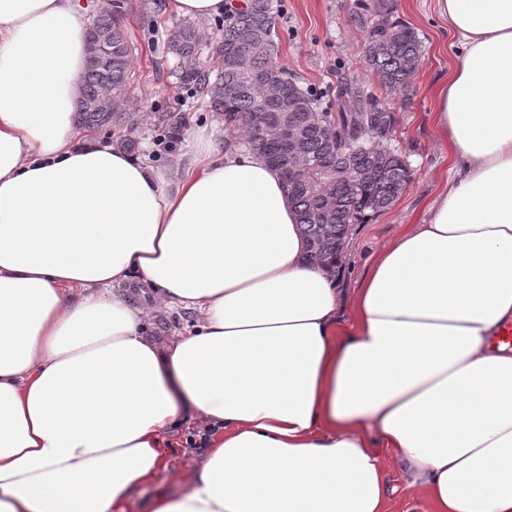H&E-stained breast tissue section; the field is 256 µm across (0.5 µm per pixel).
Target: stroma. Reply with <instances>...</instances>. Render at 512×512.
<instances>
[{"mask_svg": "<svg viewBox=\"0 0 512 512\" xmlns=\"http://www.w3.org/2000/svg\"><path fill=\"white\" fill-rule=\"evenodd\" d=\"M397 14L415 29L425 53L410 91L385 95L397 118L392 146L406 158L412 177L391 208L350 231L343 271L348 289L359 286L376 251L394 241L407 225L420 222L448 167V146L433 122L432 85L452 61V38L435 12L434 0H397ZM274 17L280 63L301 85L320 94L323 107L335 110L336 86L343 79L365 92L382 93L365 62L364 33L350 17V0H274ZM183 22V17L166 9L165 0H133L125 22L134 73L127 107L143 118L133 132L139 142L134 154L172 174L181 172L197 130L224 127L206 99L190 97L169 75L174 59L167 51V40ZM166 111L180 113L185 122L181 139L168 149L159 146L161 133L150 123L153 113ZM195 320L192 310L158 305L150 313L147 332L162 340L187 333ZM383 464L389 512H426V501L407 492L399 465L388 456Z\"/></svg>", "mask_w": 512, "mask_h": 512, "instance_id": "stroma-1", "label": "stroma"}]
</instances>
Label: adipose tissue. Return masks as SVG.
Returning a JSON list of instances; mask_svg holds the SVG:
<instances>
[{"instance_id": "1", "label": "adipose tissue", "mask_w": 512, "mask_h": 512, "mask_svg": "<svg viewBox=\"0 0 512 512\" xmlns=\"http://www.w3.org/2000/svg\"><path fill=\"white\" fill-rule=\"evenodd\" d=\"M452 172L353 293L306 262L281 173L194 134L170 177L73 120L80 0H0V512H386L382 453L429 512H512V0H435ZM152 302L196 310L157 341ZM196 422L194 419L183 420L170 433L178 436L175 441L177 445L172 446L171 453L176 469L183 475L182 483H174L170 479L161 478L154 484L141 488L137 492L136 496L142 503L147 504L155 495L161 492L168 494L180 492L183 489L185 479L192 474L197 463L206 455L208 446L206 445L205 448H202V446L207 439V431L203 429V431L193 432V429L197 430L194 428ZM190 432H193V435L189 436L192 434ZM201 432L202 434H200ZM195 436L199 437V442ZM186 438V442H189L191 448H188L185 442Z\"/></svg>"}]
</instances>
